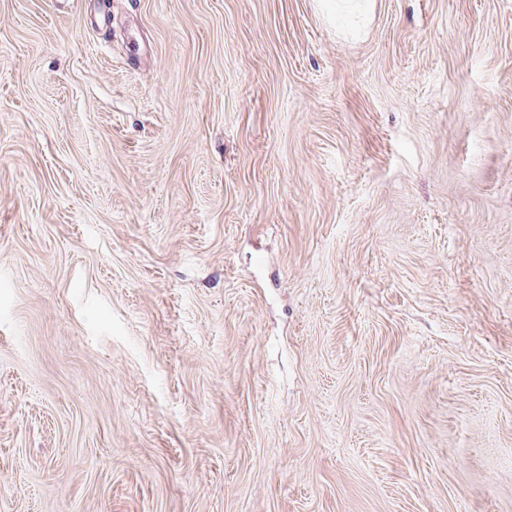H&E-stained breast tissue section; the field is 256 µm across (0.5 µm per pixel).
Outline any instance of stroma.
<instances>
[{"label": "stroma", "instance_id": "obj_1", "mask_svg": "<svg viewBox=\"0 0 512 512\" xmlns=\"http://www.w3.org/2000/svg\"><path fill=\"white\" fill-rule=\"evenodd\" d=\"M0 512H512V0H0Z\"/></svg>", "mask_w": 512, "mask_h": 512}]
</instances>
